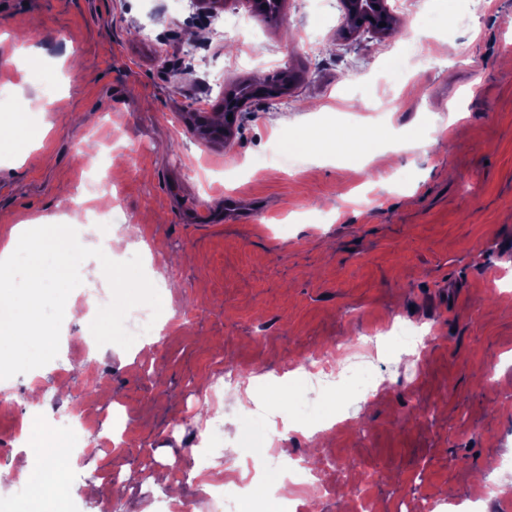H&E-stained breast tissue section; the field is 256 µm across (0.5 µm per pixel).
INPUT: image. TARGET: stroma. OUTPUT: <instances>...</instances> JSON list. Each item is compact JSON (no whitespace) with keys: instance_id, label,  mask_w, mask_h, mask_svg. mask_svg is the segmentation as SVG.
<instances>
[{"instance_id":"35a3bbf8","label":"stroma","mask_w":512,"mask_h":512,"mask_svg":"<svg viewBox=\"0 0 512 512\" xmlns=\"http://www.w3.org/2000/svg\"><path fill=\"white\" fill-rule=\"evenodd\" d=\"M411 2L395 12V33L368 41L345 38L342 21L325 26L319 0H285L278 24L228 0L225 14L257 32L244 52L233 35L215 37L218 18L172 0H0V127L16 123L17 101L31 116L27 158L0 138V235L22 214L68 222L85 248L65 272L66 300L86 307L93 286L113 314L104 346L89 345L85 323L60 325L53 353L69 354L68 374L47 359L37 373L10 363L0 512L23 495L13 476L32 459L17 430L35 391L37 410L76 412L88 427L93 450L74 456L67 487L84 512H155L147 494L163 489L194 500L204 488L194 437L238 466L273 426L227 399L223 432L201 428L231 367L268 373L255 397L296 424L279 431L281 454L325 473L318 512H354L373 470L371 512H461L475 496L482 512H512V496L486 491L512 485L500 466L512 458V0H486L479 14L470 0ZM146 25L156 39L141 38ZM18 45L39 54L21 71L5 62ZM201 56L223 68L225 88L282 72L290 87L248 100L233 138L209 141L195 118L223 103L199 86ZM63 112L97 120L62 125ZM357 126L387 134L367 153L307 145L316 131ZM435 137L441 148H428ZM341 187L358 194L339 197ZM103 197L152 249L113 246L127 282L100 261L111 225L77 221L79 206L98 211ZM159 281L172 286L168 308L129 329L124 310L153 305ZM390 320L425 327L424 353L384 339L382 386L357 427L300 434L310 409L335 411L336 396L312 392L289 365ZM101 384L107 396L86 407ZM116 410L120 448L101 427ZM112 474L123 487L113 499Z\"/></svg>"}]
</instances>
